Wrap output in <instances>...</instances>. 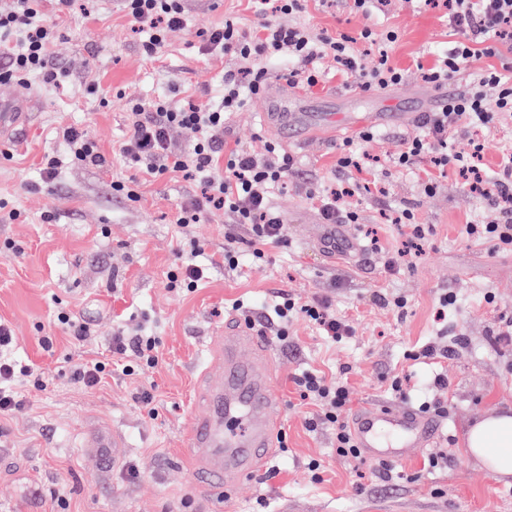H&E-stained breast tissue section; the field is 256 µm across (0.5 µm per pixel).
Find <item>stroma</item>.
<instances>
[{
	"instance_id": "35a3bbf8",
	"label": "stroma",
	"mask_w": 512,
	"mask_h": 512,
	"mask_svg": "<svg viewBox=\"0 0 512 512\" xmlns=\"http://www.w3.org/2000/svg\"><path fill=\"white\" fill-rule=\"evenodd\" d=\"M80 2L53 48L67 71L63 86L0 84V101L25 102L18 122L0 138V205L20 213L13 223H0V321L13 331L18 364L41 367L47 379L43 388L24 382L23 405L0 414V512H512V479L480 470L464 442L468 427L488 411L512 409V345L496 339L500 315L512 313V250L465 234V225L488 217L489 206L460 176L437 177L428 193L429 158L410 169L392 164L432 112L428 94L465 92L490 58L473 59L441 88L426 83L423 70L453 35L442 10L422 0H392L368 17L354 13L348 0H307L303 12L263 16L248 0H184L185 28L169 33L163 60L149 61L141 35L114 0ZM227 19L245 28L262 19L298 25L314 35L355 36L367 25L395 31L389 62L404 71L400 84L361 93L324 61L318 83L297 84L288 107L413 115L408 123L370 126L367 139L354 131L298 143L265 119V94L250 96L244 110L231 114L227 148L262 155L272 145L294 162L292 174L268 195L284 220L285 239L268 245L258 263L247 254L248 226L230 213L178 227V208L199 194L201 179L177 175L147 183L119 156L130 100L164 94L175 103L189 96L205 101L220 91L225 73L240 68L233 56L199 51L197 31ZM73 126L96 139L109 164L66 165L44 184L45 157L63 151L52 132ZM347 139L361 169L336 166ZM116 180L137 181L140 200L114 194ZM316 189L345 192L346 210L358 215L347 230L368 247L363 260L331 261L319 252L312 237L319 203L310 197ZM405 209L431 232L408 263L391 271L389 256L407 240L393 219ZM48 213L54 219L47 223ZM231 237L243 253L235 268L224 263ZM374 239L376 251L369 247ZM194 240L203 247L197 261L209 266V277L195 290L172 292L168 276ZM284 291L301 303L327 301L353 323L354 334L334 344L299 317L288 325L287 343L267 339L274 367L269 389L281 410L284 446L259 473L231 488L201 487L185 438L212 348L235 317L234 300L254 303L262 328L267 305ZM447 292L456 296L458 311L442 319L439 297ZM395 297L405 301L404 311L392 305ZM62 307L87 324L86 340L69 338L56 324ZM139 324L158 341V365L136 377L113 366L94 388L73 380L67 357L99 358L112 336ZM46 336L52 339L47 347ZM434 338L446 345L447 356L435 364L413 360ZM306 372L344 379L350 413L375 403L417 408L420 396L432 392L433 376L447 374L448 390L436 394L444 407L441 431L430 447L392 463L391 475L379 474L377 461L339 456L332 428H307L306 418L319 408L295 383ZM396 379L403 393L393 391ZM144 389L154 395L148 407L136 399ZM98 425L127 436L115 467H99L81 447L84 432ZM439 452L447 463L428 467ZM314 460L315 471L309 468Z\"/></svg>"
}]
</instances>
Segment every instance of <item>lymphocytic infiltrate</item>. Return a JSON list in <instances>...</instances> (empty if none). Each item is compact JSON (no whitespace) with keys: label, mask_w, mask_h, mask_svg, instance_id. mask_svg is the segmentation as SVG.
Segmentation results:
<instances>
[{"label":"lymphocytic infiltrate","mask_w":512,"mask_h":512,"mask_svg":"<svg viewBox=\"0 0 512 512\" xmlns=\"http://www.w3.org/2000/svg\"><path fill=\"white\" fill-rule=\"evenodd\" d=\"M119 2L122 12L138 29L149 30L148 39L141 44L147 58L161 57L167 32L185 26L184 0ZM40 3L41 0H6L0 5V58L8 61L7 68L0 69V82L24 84L36 79L55 86L64 78V69L54 64L51 53L61 29L58 23L45 19ZM442 6L456 40L424 72V80L438 86L447 84L476 56L493 58L496 64L483 70L466 92L448 97L439 111L428 113L423 121L424 134L407 140L392 163L407 167L426 157L439 171L451 169L461 175L473 174V190L491 202L494 213L484 223L466 225V234L480 233L497 245L512 246V148L503 149L497 177L483 175L480 168L484 129L494 118L512 114V0H443ZM197 38L203 54L231 55L249 62L248 82H241L234 73H225L224 87L215 102L188 99L176 105L163 95L129 101V133L121 146V156L129 167L153 178L179 173L186 177L205 176V189L182 204L178 224L186 227L198 223L211 210H227L238 223L248 225L251 255L261 259L265 256V245L284 239V222L270 206L268 190L284 182L293 169V161L285 158L276 163L245 150H226L227 115L244 108L248 95L263 87L269 63L284 56L297 63L287 74L293 84H316L317 65L323 59L361 92L399 84L403 75L390 65L388 55L397 35L392 31L379 34L367 27L356 37L342 34L316 38L301 26L265 22L246 30L228 20L224 25L199 31ZM488 85L496 87L495 99L486 97L484 88ZM462 125L467 131L465 141L461 142L456 140L455 133ZM176 129L189 134L188 146L172 147L171 133ZM57 138L64 144L66 155L46 157V179H55L67 160L106 166L105 155L85 129L67 127L58 132ZM274 314L279 321L277 338L282 342L288 339L289 319L299 315L332 341H343L353 333L349 321L336 318L322 300L299 305L286 297L275 304ZM156 344L155 337L140 330L129 336H114L110 351L117 356L133 355V364L123 368L124 373L131 375L136 367L158 364ZM24 377L33 378L35 386L44 384L33 367L17 366L12 330L0 322V414L20 405L14 385ZM296 384L303 397L314 399L321 407L320 415L307 419V426H334L337 454L360 456L361 451L355 447L348 425L341 418L349 401L346 383L329 382L308 372Z\"/></svg>","instance_id":"f902f5d3"}]
</instances>
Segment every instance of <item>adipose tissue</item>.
Returning a JSON list of instances; mask_svg holds the SVG:
<instances>
[{
    "mask_svg": "<svg viewBox=\"0 0 512 512\" xmlns=\"http://www.w3.org/2000/svg\"><path fill=\"white\" fill-rule=\"evenodd\" d=\"M466 449L489 475L512 476V414L489 412L466 432Z\"/></svg>",
    "mask_w": 512,
    "mask_h": 512,
    "instance_id": "adipose-tissue-1",
    "label": "adipose tissue"
}]
</instances>
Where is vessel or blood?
Wrapping results in <instances>:
<instances>
[{"instance_id":"1","label":"vessel or blood","mask_w":512,"mask_h":512,"mask_svg":"<svg viewBox=\"0 0 512 512\" xmlns=\"http://www.w3.org/2000/svg\"><path fill=\"white\" fill-rule=\"evenodd\" d=\"M268 99L279 109L280 127L294 139L321 134L334 121L330 114L316 117L287 111L285 89L271 91ZM315 242L331 260L341 256L359 261L364 256L359 240L341 224L317 225ZM256 342L254 326L233 323L226 327L220 374L203 394L202 409L193 423L191 446L209 451L195 471V480L212 488L254 474L280 447V411L269 394L267 379L255 360L245 361L239 355L241 347ZM349 427L357 448L369 459L399 460L411 449L428 447L441 425L436 418L411 408L372 404L353 413ZM126 445L125 434L116 427L95 428L84 443L102 459Z\"/></svg>"}]
</instances>
